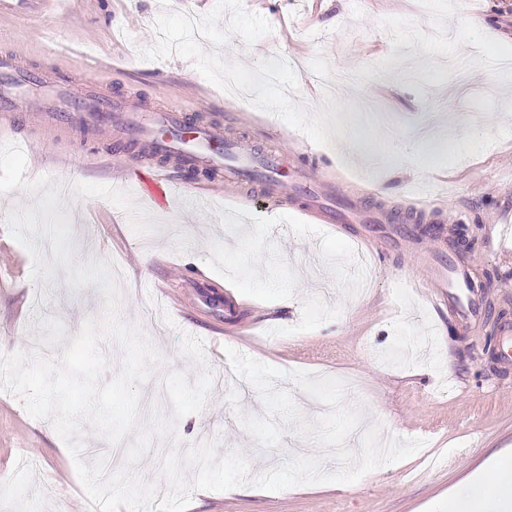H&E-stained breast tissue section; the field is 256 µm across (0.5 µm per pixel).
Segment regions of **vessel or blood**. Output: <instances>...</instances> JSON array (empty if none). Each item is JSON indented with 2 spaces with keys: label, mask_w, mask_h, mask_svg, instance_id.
<instances>
[{
  "label": "vessel or blood",
  "mask_w": 512,
  "mask_h": 512,
  "mask_svg": "<svg viewBox=\"0 0 512 512\" xmlns=\"http://www.w3.org/2000/svg\"><path fill=\"white\" fill-rule=\"evenodd\" d=\"M42 87L47 93V110L52 127H93L96 132L111 130L120 119L130 135L146 140L148 147L137 154L121 155L126 166L141 169L155 198H163L164 181L172 165L196 168L202 165L223 171L225 183L255 182L275 190H288L299 198L298 210L317 224H387L390 216L362 207H344L323 183L312 181L307 172L286 180L281 154L270 150L256 153L243 149L224 136L222 127H202L194 121L188 106L174 104L145 118L132 104L113 108L111 98L73 92L70 82L48 81L12 54L0 55V138L14 137L25 117L18 107L27 89ZM432 286L446 301L456 320L463 325L478 321L484 314L483 300L475 290L470 266L454 253L435 263Z\"/></svg>",
  "instance_id": "vessel-or-blood-1"
}]
</instances>
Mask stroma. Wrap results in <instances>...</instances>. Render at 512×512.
<instances>
[{"instance_id":"stroma-1","label":"stroma","mask_w":512,"mask_h":512,"mask_svg":"<svg viewBox=\"0 0 512 512\" xmlns=\"http://www.w3.org/2000/svg\"><path fill=\"white\" fill-rule=\"evenodd\" d=\"M496 46L512 49V0H43L36 10L17 0L0 13V54L48 79L80 86L102 75L119 102L193 105L242 146L279 151L286 174L303 165L341 198L461 225L458 248L486 287L487 317L461 326L426 286V237L393 240L382 224L330 231L252 184L241 188L258 198L249 215L219 191L188 206L193 181L180 169L158 201L112 156L139 149L124 129L51 132L27 120L25 176L67 184L75 261L120 266L118 316L162 358L140 392L160 395L163 416L164 374L197 372L182 336L204 343L213 387L201 413L177 422L182 448L216 440L219 455L245 454L255 475L303 454L320 455L326 472L342 468L290 428L278 448L258 446L237 415L267 410L232 371L229 347L285 371L358 379L345 401L363 426L426 442L352 484L203 490L187 512H448V489L512 448V370L493 352L500 323H512V82ZM343 122L349 154L336 142ZM86 151L98 164H83ZM33 202L17 189L0 196V352L43 341L56 358L104 298L94 284L70 287L60 266L52 281L31 280V256L4 218ZM129 212L137 223L108 220ZM150 303L161 307L153 325L141 319ZM89 507L51 421L0 392V512Z\"/></svg>"}]
</instances>
